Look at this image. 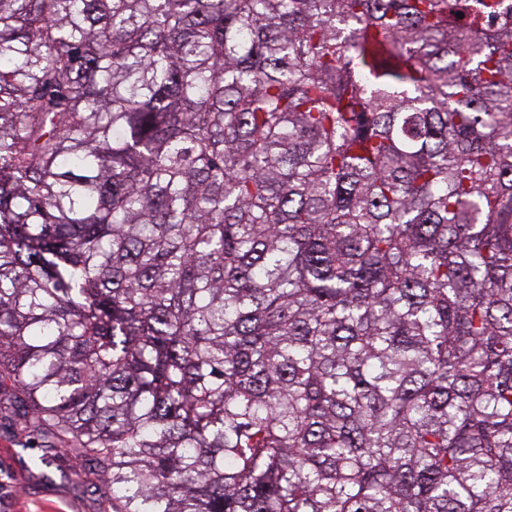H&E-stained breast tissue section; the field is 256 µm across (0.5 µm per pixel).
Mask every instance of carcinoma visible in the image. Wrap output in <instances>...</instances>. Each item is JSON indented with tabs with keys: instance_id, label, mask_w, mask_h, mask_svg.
I'll return each mask as SVG.
<instances>
[{
	"instance_id": "1",
	"label": "carcinoma",
	"mask_w": 512,
	"mask_h": 512,
	"mask_svg": "<svg viewBox=\"0 0 512 512\" xmlns=\"http://www.w3.org/2000/svg\"><path fill=\"white\" fill-rule=\"evenodd\" d=\"M501 11L0 0V429L112 512H512Z\"/></svg>"
}]
</instances>
